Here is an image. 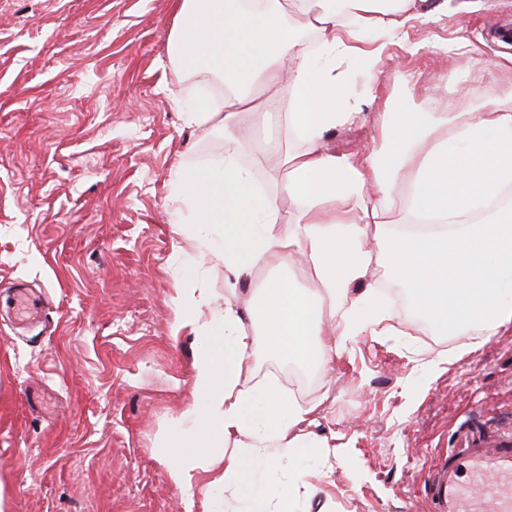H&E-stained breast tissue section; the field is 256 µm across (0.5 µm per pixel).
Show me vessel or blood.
Instances as JSON below:
<instances>
[{"instance_id": "b4317fda", "label": "vessel or blood", "mask_w": 512, "mask_h": 512, "mask_svg": "<svg viewBox=\"0 0 512 512\" xmlns=\"http://www.w3.org/2000/svg\"><path fill=\"white\" fill-rule=\"evenodd\" d=\"M6 304L33 319L40 313L23 288ZM427 493L434 512H512V434L461 431L456 449L436 464Z\"/></svg>"}]
</instances>
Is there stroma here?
I'll return each mask as SVG.
<instances>
[{
  "instance_id": "obj_1",
  "label": "stroma",
  "mask_w": 512,
  "mask_h": 512,
  "mask_svg": "<svg viewBox=\"0 0 512 512\" xmlns=\"http://www.w3.org/2000/svg\"><path fill=\"white\" fill-rule=\"evenodd\" d=\"M176 0H0V290L42 301L37 321L0 309V512H201L169 480L157 445L187 403L196 345L175 331L171 264L185 246L170 213L172 169L217 163L224 142H196L179 116L195 88H169ZM432 24L411 21L413 57L387 43L375 73L352 72L363 118L338 152L373 146L371 114L403 87L436 110L427 83L448 74V104L504 89L502 30L512 0H480ZM473 52L447 57L458 38ZM461 337L361 333L338 365L334 399L312 434L337 436L336 467L312 512H429L425 488L459 430L512 433V328L426 377L419 361Z\"/></svg>"
}]
</instances>
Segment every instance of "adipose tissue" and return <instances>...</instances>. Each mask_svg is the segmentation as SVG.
Segmentation results:
<instances>
[{"instance_id":"adipose-tissue-1","label":"adipose tissue","mask_w":512,"mask_h":512,"mask_svg":"<svg viewBox=\"0 0 512 512\" xmlns=\"http://www.w3.org/2000/svg\"><path fill=\"white\" fill-rule=\"evenodd\" d=\"M427 0H178L167 40L173 85L218 83L181 105L186 127L224 139L220 165L177 166L173 215L192 214L193 252L176 250V326L196 343L192 397L160 445L172 484L216 473L223 512H295L316 489L307 449L322 398L301 401L260 362L335 373L350 336H402L407 312L379 295L383 269L437 336H494L512 323V91L458 112L388 94L372 149L330 137L360 117L344 65L370 45L404 44L435 22ZM277 118L269 129V118ZM224 277L223 293L209 288ZM223 306H216V299Z\"/></svg>"}]
</instances>
